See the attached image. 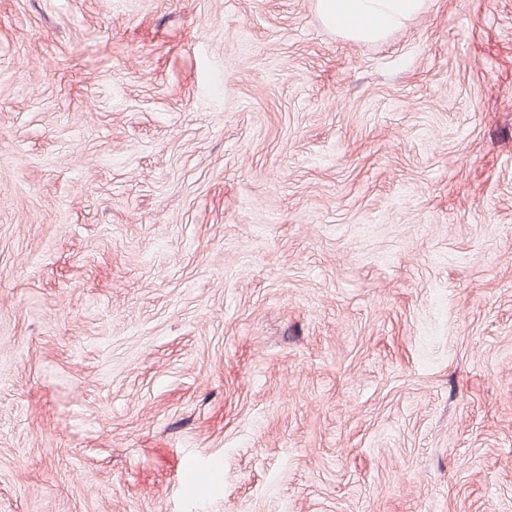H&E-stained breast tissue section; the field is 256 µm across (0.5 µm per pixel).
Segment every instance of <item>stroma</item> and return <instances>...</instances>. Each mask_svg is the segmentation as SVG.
I'll return each mask as SVG.
<instances>
[{
  "instance_id": "stroma-1",
  "label": "stroma",
  "mask_w": 512,
  "mask_h": 512,
  "mask_svg": "<svg viewBox=\"0 0 512 512\" xmlns=\"http://www.w3.org/2000/svg\"><path fill=\"white\" fill-rule=\"evenodd\" d=\"M0 512H512V0H0ZM430 0H315L322 21L354 42H374L425 13Z\"/></svg>"
}]
</instances>
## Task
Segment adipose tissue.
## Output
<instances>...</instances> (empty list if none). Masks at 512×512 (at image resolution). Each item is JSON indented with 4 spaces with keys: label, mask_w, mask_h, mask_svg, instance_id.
Segmentation results:
<instances>
[{
    "label": "adipose tissue",
    "mask_w": 512,
    "mask_h": 512,
    "mask_svg": "<svg viewBox=\"0 0 512 512\" xmlns=\"http://www.w3.org/2000/svg\"><path fill=\"white\" fill-rule=\"evenodd\" d=\"M322 21L355 42H374L425 13L429 0H315Z\"/></svg>",
    "instance_id": "adipose-tissue-1"
}]
</instances>
